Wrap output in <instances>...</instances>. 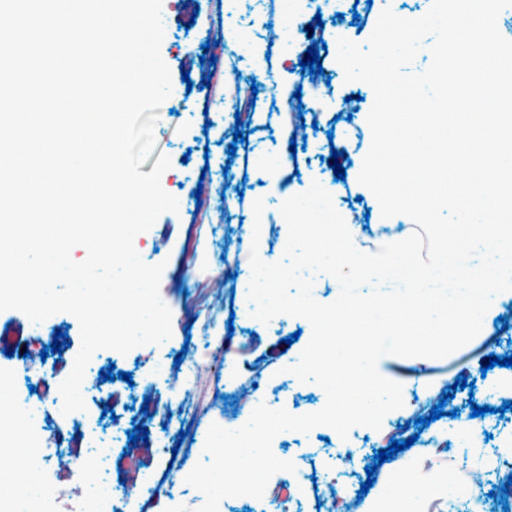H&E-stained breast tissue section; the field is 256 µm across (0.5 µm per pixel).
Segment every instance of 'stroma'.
Masks as SVG:
<instances>
[{"instance_id":"obj_1","label":"stroma","mask_w":512,"mask_h":512,"mask_svg":"<svg viewBox=\"0 0 512 512\" xmlns=\"http://www.w3.org/2000/svg\"><path fill=\"white\" fill-rule=\"evenodd\" d=\"M283 0H239L234 18H227L224 0H166L162 9L164 36L170 46L166 63L176 92L168 97L167 114L154 128L156 153L170 157L163 178L179 201L178 212L155 222L140 256L146 263H164L161 298L172 307L180 329L161 345L137 347L122 354L108 349L95 357L94 384L86 397L90 417L59 421L51 405L54 373L64 372L81 348L73 317L58 313L41 323L17 310L0 312V368L19 365L25 351L53 343L57 329H66L68 344L46 359L52 372L43 376L31 400L40 405L39 422L46 438L45 458L57 475L60 512H78V486L71 471L80 453L100 443L108 450L103 481L118 512H157L166 497L169 512H196L198 492L181 476L201 461L200 448L211 425H233L246 406L261 401L276 407L312 411L320 391L297 384L286 367L308 344L310 333L301 318L269 323L249 318L242 298L251 274V233L247 215L256 197H264L268 217L263 226L261 259L274 263L285 251L278 206L281 198L302 193L311 178L331 191L357 249L373 253L383 244L410 236L415 227L405 216L379 219L378 210L356 203L358 176L371 145L367 113L374 93L363 82L344 81L334 62L335 44H328L323 74L302 70L286 73L287 58H298L318 37L300 33L290 55H283L280 15ZM384 6L383 0H302L305 20L321 18L324 35L345 30L367 42ZM236 22L249 30L251 48L225 43L224 29ZM210 51L215 64L200 61ZM209 84H202V76ZM257 87L255 99L237 103L238 119L224 117L222 102L236 87ZM245 140L235 143L234 131ZM305 140L291 151L292 136ZM235 155H228V148ZM345 151L346 177L335 180L326 158ZM276 154L283 170L265 184L259 158ZM512 321V291L501 294L483 318L479 335L457 355L388 357L386 376L404 390L403 405L385 418L380 429H357L344 443L318 435L282 433L274 453L292 461L294 471H280L262 498L228 497L224 512H365L358 493L367 467L391 441L410 440L409 449L381 463L397 469L405 459L429 466H447L467 485L464 497L441 500L433 512H512V495L503 486L512 478V411L503 410L512 392L493 391L489 377L507 375L504 367L482 373L489 355H512V334L502 329ZM297 341L285 344V337ZM232 358L236 384L224 378V360ZM129 373V380H103L107 367ZM465 375L472 390H457L444 399L447 386ZM446 414L418 428L435 405ZM487 407L479 417L481 437L464 445L443 439L444 428L468 421L472 406ZM112 416H105V409ZM148 432L144 442H130L135 425ZM188 439H180V432ZM303 485L295 494V485Z\"/></svg>"}]
</instances>
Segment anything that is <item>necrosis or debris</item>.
<instances>
[{"instance_id":"obj_1","label":"necrosis or debris","mask_w":512,"mask_h":512,"mask_svg":"<svg viewBox=\"0 0 512 512\" xmlns=\"http://www.w3.org/2000/svg\"><path fill=\"white\" fill-rule=\"evenodd\" d=\"M38 406L27 401L12 372H0V512H58L56 478L44 459ZM105 449L84 454L75 465L80 512H113L114 502L100 479ZM410 491L412 512H421L434 494L459 496L466 489L449 468L408 466L400 479Z\"/></svg>"}]
</instances>
